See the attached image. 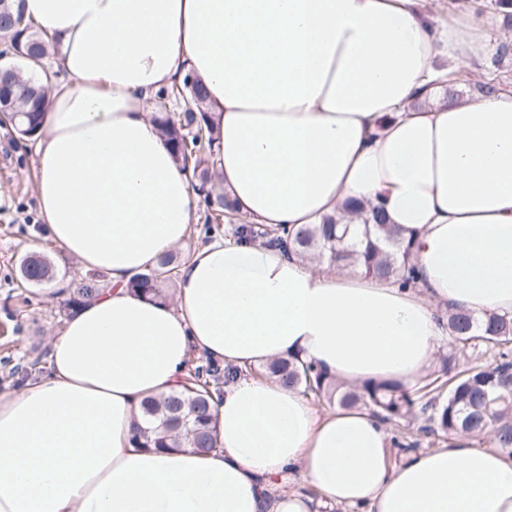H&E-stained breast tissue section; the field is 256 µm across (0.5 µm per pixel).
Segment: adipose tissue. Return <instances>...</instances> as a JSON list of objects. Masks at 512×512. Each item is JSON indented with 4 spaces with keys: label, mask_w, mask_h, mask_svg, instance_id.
Here are the masks:
<instances>
[{
    "label": "adipose tissue",
    "mask_w": 512,
    "mask_h": 512,
    "mask_svg": "<svg viewBox=\"0 0 512 512\" xmlns=\"http://www.w3.org/2000/svg\"><path fill=\"white\" fill-rule=\"evenodd\" d=\"M477 0H25L67 74L35 138L42 230L107 286L49 339L46 376L0 392V512H512V458L456 439L388 462L359 409L249 376L308 359L346 384L414 383L444 309L512 314V94L443 99L489 41ZM207 92L226 200L274 229L383 208L412 288L238 235L198 247L173 301L130 279L186 239L189 176L148 109ZM242 369L216 450L134 444L191 351Z\"/></svg>",
    "instance_id": "1"
}]
</instances>
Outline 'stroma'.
Returning <instances> with one entry per match:
<instances>
[{"label": "stroma", "instance_id": "obj_1", "mask_svg": "<svg viewBox=\"0 0 512 512\" xmlns=\"http://www.w3.org/2000/svg\"><path fill=\"white\" fill-rule=\"evenodd\" d=\"M481 16L493 30L489 47L474 59L478 81L498 92L512 91V54L500 57L502 42L512 43V11L501 0H483ZM36 252L54 263V284L37 287L19 276L22 256ZM88 272L65 254L41 230L36 201V171L32 142L20 137L0 114V391L15 388V365L45 359L48 334L64 322L62 300L55 289L73 286Z\"/></svg>", "mask_w": 512, "mask_h": 512}]
</instances>
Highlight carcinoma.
<instances>
[{"mask_svg": "<svg viewBox=\"0 0 512 512\" xmlns=\"http://www.w3.org/2000/svg\"><path fill=\"white\" fill-rule=\"evenodd\" d=\"M0 37L10 43L12 54L19 63H6L10 87L0 95L12 96L16 107L14 129L31 138L39 130L42 115L49 104L48 80L32 68V56L46 51V40L26 18L23 3L0 0ZM185 97L191 108L183 118L169 115L161 121L162 131L171 145L175 160L184 171L198 181L197 191L204 194L210 223L224 218L227 202L224 194L215 189V173L210 165L209 150L198 144L197 134L212 139L206 124V94L198 83L185 78L179 87L159 93V98ZM267 240V245L285 251L295 249L308 258L340 269L362 265L366 273L391 278L399 286L415 284V268L409 264L410 245L404 241L396 226L385 223L383 213L372 210V223L338 224L331 219L325 224L305 225L296 231L286 227L248 231ZM175 257L164 255L156 268L134 276L130 288L148 299H164L162 284L175 274ZM22 279L32 285H47L55 278L51 261L42 255H27L20 263ZM103 285L94 277L76 283L63 305L68 315L85 301L95 297ZM448 335L458 348L480 346L488 361L466 370H457L454 356H448L442 375L455 374V380L443 396H433L423 387L406 389L393 381L364 383L353 388L341 385L320 367L310 362L274 360L266 364L265 372L285 385L304 386L306 393L347 408L369 411L382 423L404 427L401 439L395 441L399 452H414L421 440L441 432L448 438L485 435L493 425L495 445L512 456V317L495 313L477 315L457 307L448 314ZM241 373L233 367L219 368L206 359L184 378L182 390L160 398H148L142 405L141 425L137 426V445L143 448L173 450L187 444L200 452L217 447V421L213 397L220 381H229Z\"/></svg>", "mask_w": 512, "mask_h": 512, "instance_id": "carcinoma-1", "label": "carcinoma"}]
</instances>
